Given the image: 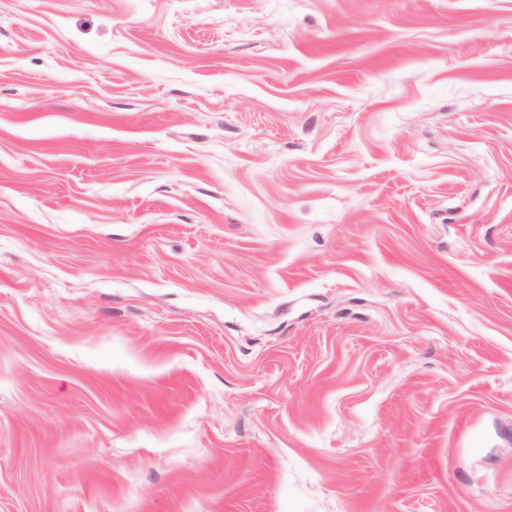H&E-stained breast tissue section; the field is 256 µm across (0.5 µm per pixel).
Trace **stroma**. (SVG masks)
Masks as SVG:
<instances>
[{"mask_svg": "<svg viewBox=\"0 0 512 512\" xmlns=\"http://www.w3.org/2000/svg\"><path fill=\"white\" fill-rule=\"evenodd\" d=\"M0 512H512V0H0Z\"/></svg>", "mask_w": 512, "mask_h": 512, "instance_id": "1", "label": "stroma"}]
</instances>
